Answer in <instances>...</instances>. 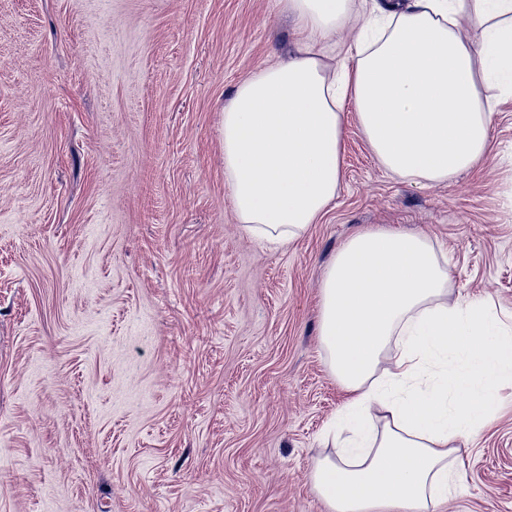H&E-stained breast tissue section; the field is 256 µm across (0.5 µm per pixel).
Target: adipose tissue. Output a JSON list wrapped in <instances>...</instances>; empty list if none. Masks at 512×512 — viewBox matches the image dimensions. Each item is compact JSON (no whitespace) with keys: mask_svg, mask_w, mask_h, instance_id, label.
I'll return each mask as SVG.
<instances>
[{"mask_svg":"<svg viewBox=\"0 0 512 512\" xmlns=\"http://www.w3.org/2000/svg\"><path fill=\"white\" fill-rule=\"evenodd\" d=\"M296 50L244 79L222 113L224 183L246 234L278 247L335 200L345 106L379 165L446 184L492 150L512 99V0H280ZM358 24L353 45L336 34ZM481 33L472 41L460 32ZM433 240L388 226L351 234L319 289V338L345 393L337 452L309 483L327 512H439L474 441L512 386V323L452 298Z\"/></svg>","mask_w":512,"mask_h":512,"instance_id":"1","label":"adipose tissue"}]
</instances>
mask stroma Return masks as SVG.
<instances>
[{
	"label": "stroma",
	"instance_id": "1",
	"mask_svg": "<svg viewBox=\"0 0 512 512\" xmlns=\"http://www.w3.org/2000/svg\"><path fill=\"white\" fill-rule=\"evenodd\" d=\"M294 49L278 0H0V512H327L308 482L344 393L318 336L342 242L422 232L453 296L512 318V102L475 171L378 165L287 247L237 224L220 116ZM445 512H512V396Z\"/></svg>",
	"mask_w": 512,
	"mask_h": 512
}]
</instances>
